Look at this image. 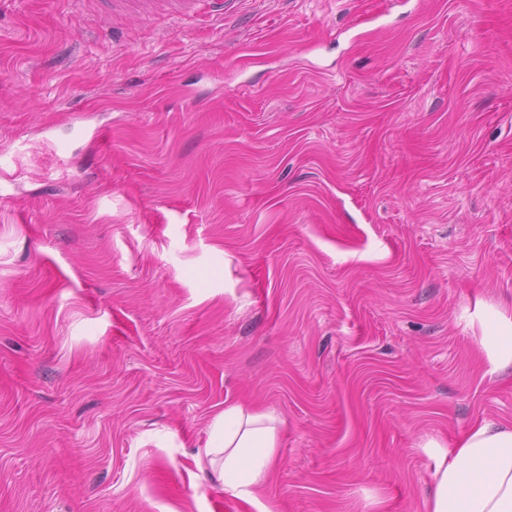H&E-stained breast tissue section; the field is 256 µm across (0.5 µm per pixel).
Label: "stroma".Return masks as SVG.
<instances>
[{
    "label": "stroma",
    "mask_w": 512,
    "mask_h": 512,
    "mask_svg": "<svg viewBox=\"0 0 512 512\" xmlns=\"http://www.w3.org/2000/svg\"><path fill=\"white\" fill-rule=\"evenodd\" d=\"M506 321L512 0H0V512H423ZM103 6L102 13L110 15L113 12L126 10L143 11L145 3L141 1H161V5L172 16H181L191 11L197 0H99ZM281 419L273 413L224 408L215 416L206 448L208 465L200 470L225 494L251 500L252 488L269 474Z\"/></svg>",
    "instance_id": "stroma-1"
}]
</instances>
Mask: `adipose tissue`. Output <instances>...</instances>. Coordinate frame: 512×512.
<instances>
[{
    "label": "adipose tissue",
    "mask_w": 512,
    "mask_h": 512,
    "mask_svg": "<svg viewBox=\"0 0 512 512\" xmlns=\"http://www.w3.org/2000/svg\"><path fill=\"white\" fill-rule=\"evenodd\" d=\"M281 420L233 405L215 416L202 473L243 500L267 477ZM426 512H512V422L482 419L456 447L438 451Z\"/></svg>",
    "instance_id": "adipose-tissue-1"
}]
</instances>
